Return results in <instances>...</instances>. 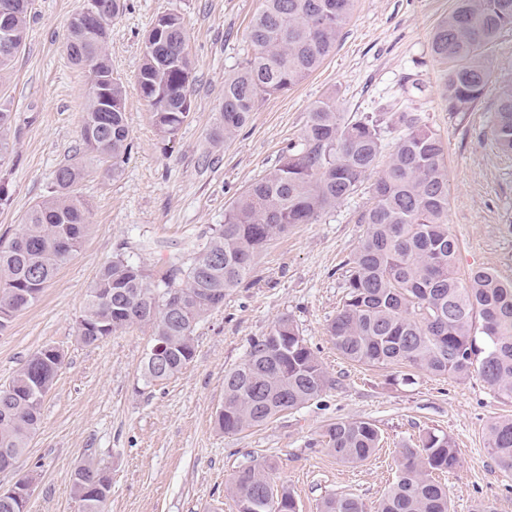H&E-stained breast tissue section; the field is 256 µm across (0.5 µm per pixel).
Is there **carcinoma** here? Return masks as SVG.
<instances>
[{"mask_svg":"<svg viewBox=\"0 0 512 512\" xmlns=\"http://www.w3.org/2000/svg\"><path fill=\"white\" fill-rule=\"evenodd\" d=\"M355 0H262L247 39L250 58L224 79V102L211 133L230 142L268 96L308 78L336 49ZM11 23L27 38L31 0H16ZM121 0H89L81 11L87 25L69 23L66 54L88 67L112 100L88 91L78 152L108 163L118 175L131 149L124 112L125 88L112 74L107 53L109 23ZM158 39L144 45L138 80L158 130L173 137L191 114L193 61L187 30L176 13L156 18ZM512 29V0H456L436 25L431 52L441 65V96L450 112H471L495 82L492 49ZM13 121L0 104V163L13 153L7 138ZM400 134L384 165V132ZM490 140L512 153V80L497 86ZM85 167L78 158L60 166L48 194L22 217L19 230L0 242V333L42 297L48 283L78 253L92 224L89 204L75 193ZM373 181L374 201L361 214L366 230L345 276L341 309L328 327L336 349L370 366H404L414 373L466 379L478 375L512 399V281L476 269L467 281L455 271L458 243L448 230V167L441 137L414 112L361 113L349 117L326 98L309 112L299 139L278 164L253 181L224 210L219 225L194 256L175 258L155 276L122 253L112 257L89 287L77 321L80 341L102 342L133 325L151 331L160 353L145 355L143 379L162 382L195 356L197 324L224 303L253 270L272 239L296 224H314L327 211ZM483 337L484 346L477 345ZM63 363L45 346L34 351L8 385L0 387V469L14 466L41 423V406ZM333 385L298 327L279 319L268 335L251 340L242 362L224 376V405L216 425L226 434L259 427L287 411L318 400ZM328 451L341 463L358 465L381 442L365 420H338L326 430ZM488 447L499 468L512 475V419L488 427ZM460 464L454 441L429 432L421 446L404 448L395 480L374 512H451L448 487L436 471ZM274 463L240 469L228 490L240 512H297L285 486L271 483ZM108 470L94 458L74 471L73 492L81 512H105L111 491ZM320 512H367L350 494L325 498Z\"/></svg>","mask_w":512,"mask_h":512,"instance_id":"carcinoma-1","label":"carcinoma"}]
</instances>
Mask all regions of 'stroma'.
Segmentation results:
<instances>
[{
	"label": "stroma",
	"instance_id": "1",
	"mask_svg": "<svg viewBox=\"0 0 512 512\" xmlns=\"http://www.w3.org/2000/svg\"><path fill=\"white\" fill-rule=\"evenodd\" d=\"M88 0H32L22 52L0 74V101L14 113V152L0 165L10 200L0 206V240L10 239L25 212L46 195L54 174L79 144L88 71L70 63L64 43L72 17ZM109 26L112 73L122 80L132 150L117 176L97 158L75 191L92 209L78 254L45 288L41 300L0 334V386L35 350L64 357L44 399L41 425L15 471L34 478L27 512H79L75 468L95 457L112 476L107 512H238L227 486L252 460H272L275 485L293 492L299 512H319L331 495L352 493L366 504L396 476L404 445L431 431L448 434L461 465L439 479L454 512L483 502L512 512V476L499 469L487 429L512 417V399L498 397L479 377L459 381L419 374L392 384L386 369L346 360L328 335L344 296V276L372 202L363 187L324 213L275 237L248 277L195 330V357L175 377L145 385L142 359L150 341L133 327L95 345L77 337V319L100 268L117 253L155 272L170 257H191L224 209L276 165L298 140L318 101L335 96L342 112L419 113L442 138L448 165V227L459 242V277L475 268L512 281V154L487 137L496 108L488 88L474 111L452 112L441 97V72L430 43L454 0H355L336 49L305 81L266 99L230 143L211 146L224 100V79L250 57L246 29L260 0H123ZM183 19L193 58L191 118L168 138L153 125L138 84L145 38L155 19ZM291 318L334 386L306 407L266 425L227 435L215 426L224 403V374L244 359L251 339ZM339 419L373 423L384 441L364 464L339 463L323 434Z\"/></svg>",
	"mask_w": 512,
	"mask_h": 512
}]
</instances>
